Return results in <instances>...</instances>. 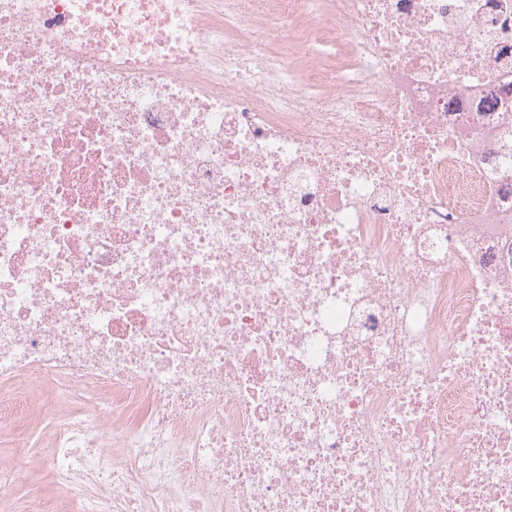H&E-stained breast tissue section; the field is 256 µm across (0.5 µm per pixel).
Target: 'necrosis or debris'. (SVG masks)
Segmentation results:
<instances>
[{"mask_svg":"<svg viewBox=\"0 0 512 512\" xmlns=\"http://www.w3.org/2000/svg\"><path fill=\"white\" fill-rule=\"evenodd\" d=\"M38 415L0 512H512V0H0Z\"/></svg>","mask_w":512,"mask_h":512,"instance_id":"necrosis-or-debris-1","label":"necrosis or debris"}]
</instances>
